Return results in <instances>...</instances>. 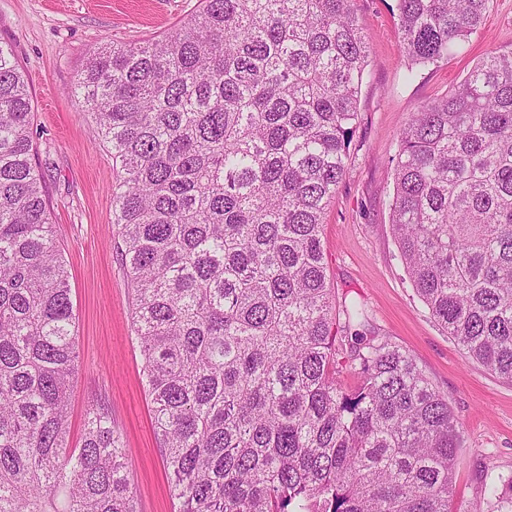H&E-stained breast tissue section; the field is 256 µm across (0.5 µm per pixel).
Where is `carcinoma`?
I'll return each instance as SVG.
<instances>
[{"label":"carcinoma","instance_id":"1","mask_svg":"<svg viewBox=\"0 0 512 512\" xmlns=\"http://www.w3.org/2000/svg\"><path fill=\"white\" fill-rule=\"evenodd\" d=\"M489 2L396 0L407 78L462 49ZM368 44L355 0H200L78 74L117 170L112 223L176 512H448V400L409 351L351 333L366 309L326 282L322 214ZM33 120L0 46V512H139L104 409L69 446L76 314ZM390 220L431 316L512 383V52L412 113ZM343 367L357 385L336 382Z\"/></svg>","mask_w":512,"mask_h":512}]
</instances>
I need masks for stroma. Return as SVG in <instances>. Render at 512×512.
<instances>
[{"mask_svg": "<svg viewBox=\"0 0 512 512\" xmlns=\"http://www.w3.org/2000/svg\"><path fill=\"white\" fill-rule=\"evenodd\" d=\"M199 0H0V44L22 67L53 222L70 271L79 377L70 401V445L79 447L87 409L105 407L127 449L140 512H174L153 430L152 404L132 328L134 293L112 222V155L73 96L88 51L136 42L186 20ZM395 0H355L370 34L359 120L346 175L323 218L329 286L364 304L366 336L409 350L448 400L461 433L451 512H498L486 484L512 481V383L466 359L416 295L390 223L399 134L412 112L449 91L486 52H512V0H491L467 50L413 81L397 31Z\"/></svg>", "mask_w": 512, "mask_h": 512, "instance_id": "1", "label": "stroma"}]
</instances>
